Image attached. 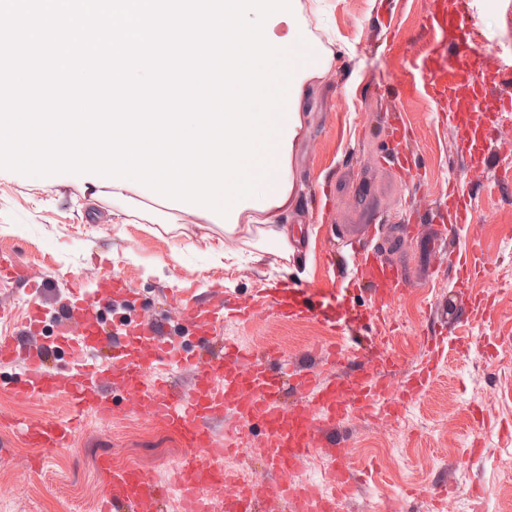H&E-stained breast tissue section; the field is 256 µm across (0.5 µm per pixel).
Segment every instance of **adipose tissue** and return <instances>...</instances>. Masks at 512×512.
<instances>
[{"mask_svg": "<svg viewBox=\"0 0 512 512\" xmlns=\"http://www.w3.org/2000/svg\"><path fill=\"white\" fill-rule=\"evenodd\" d=\"M290 154V148H276L273 154L276 168L275 178L277 180L275 187L259 185L260 208L248 207L239 212L240 218L247 221L246 233L253 235L258 241L275 246L283 252L288 249V233L286 229L276 223L271 213L287 207L292 196L294 184Z\"/></svg>", "mask_w": 512, "mask_h": 512, "instance_id": "1", "label": "adipose tissue"}]
</instances>
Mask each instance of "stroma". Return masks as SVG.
Masks as SVG:
<instances>
[{"mask_svg": "<svg viewBox=\"0 0 512 512\" xmlns=\"http://www.w3.org/2000/svg\"><path fill=\"white\" fill-rule=\"evenodd\" d=\"M430 2L301 0L300 13L275 26L279 35L291 25L306 28L334 55L331 68L307 84L303 130L291 156L296 192L285 218L301 240L298 255L285 257L272 248L256 252L244 234H225L220 225L151 198L139 186L132 188V197L145 212L165 215L166 223L137 217L117 224L110 189L0 168V252L15 255L44 284L37 296L15 283L0 286V306L14 314L12 330L20 331L32 302L42 303L47 315L39 341L52 345L70 328L59 314L71 300L70 282L79 279L89 286L117 275L138 301L129 305L112 298L110 320L154 317L169 337L191 344V329L170 309V297L201 294L214 282L225 294L243 299L272 279L301 287L347 281L349 271L333 272L321 253L351 227L371 226L376 216L387 221L378 247L418 272L417 235L427 227L420 218L401 220L402 204L414 197L422 215L429 214L452 179L472 198L469 219L490 262L488 274L473 287L493 295L501 321L512 326V190L495 195L469 182L452 132L438 122L436 105L417 92L393 94L411 79L409 57L423 48L420 30ZM475 27L485 35L488 52L512 60V0H472L469 12L459 17L460 36ZM394 108L404 112L422 160L411 180L378 162L390 146L382 117ZM214 249L229 253V261L212 263ZM453 303L451 288L423 285L393 306L389 332L407 366L422 356L418 338L430 327L436 307ZM224 333L258 348L277 344L296 362L316 360V347L325 339L314 325L275 320L244 327L228 319ZM482 339L480 326L465 327L398 421L353 418L345 423L359 469L346 512H427L426 502L410 497V490L448 478L457 493L442 512H512V440L493 434L491 454L464 455L472 445L475 406L491 404L493 419L512 426V346L488 357L478 350ZM21 374V364H0V416L7 419L0 425V440L11 451L8 461H0V512H96L104 488L98 464L104 459L172 481L171 465L185 452L181 441L127 412L118 390L112 393L117 416L85 421L72 446L56 451L44 470L35 472L14 422L64 417L69 405L62 397L49 404L16 403L5 388Z\"/></svg>", "mask_w": 512, "mask_h": 512, "instance_id": "stroma-1", "label": "stroma"}]
</instances>
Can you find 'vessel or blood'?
I'll list each match as a JSON object with an SVG mask.
<instances>
[{
	"instance_id": "1",
	"label": "vessel or blood",
	"mask_w": 512,
	"mask_h": 512,
	"mask_svg": "<svg viewBox=\"0 0 512 512\" xmlns=\"http://www.w3.org/2000/svg\"><path fill=\"white\" fill-rule=\"evenodd\" d=\"M469 2L432 0L423 30L433 48L419 56L416 68L423 93L441 107L438 118L453 132L472 181L492 184L499 193L511 188L512 182L505 171L491 169L489 155L505 129L500 113L512 112V62L484 50L480 29H472L466 41L456 38V16ZM386 124L394 150L380 154V164L414 173L418 156L410 147L403 116L388 113ZM470 207L458 182H449L441 209L453 222L440 227L427 246L435 257L434 268L452 274L463 307L459 316L442 318L440 335L422 337L424 355L406 373L401 370L402 356L376 328L407 295L412 278L379 250L334 249L326 255L330 264L355 268L359 291L367 298L365 308L357 313L366 335H348L340 317L315 310L304 301L305 289L289 283L261 289L248 301L230 307L243 325L267 317L284 323L321 324L331 341L322 345L323 358L314 368L286 362L274 345L255 350L223 338L228 307L215 286L205 299L173 302L197 337L191 346L165 339L158 322L144 318L126 327L128 347L116 348L104 321L110 296L127 290L125 281L116 276L98 281L91 291L72 286L73 300L66 312L75 319L76 330L59 340L55 350L37 341L46 312L34 307L26 330L30 344H22L13 335H0V364L19 358L26 363L9 392L21 404L52 402L62 396L72 413L64 418L22 421V441L42 451L33 459V467L41 468L43 454L71 445L81 418L111 419L115 411L110 391L116 388L135 414L180 436L186 452L174 466L172 483L161 482L153 472L133 465L104 462L105 491L98 512H162L176 496L190 500L194 512H207L208 501L216 496L223 499L224 512H256L265 495L263 487L248 476L225 475L220 465L226 451L246 452L256 443L278 478L276 497L288 501L292 512H343L354 487V465L342 432L345 422L352 417L398 419L428 383L442 337L456 325L476 323L488 328L495 342L512 341V331L497 322L493 301L470 288L488 270L484 252L474 245L462 253L454 245ZM4 278L24 283L31 291L39 287L26 266L10 255H0V279ZM56 352L70 359L67 375L49 367ZM175 370L192 372L189 390L172 387L170 375ZM285 386L296 396L294 405L280 399ZM228 416L238 428L232 448L226 449L213 425ZM256 424L262 427L258 438L252 432ZM319 451L329 461L334 480L316 488L300 481L297 474L300 461Z\"/></svg>"
}]
</instances>
